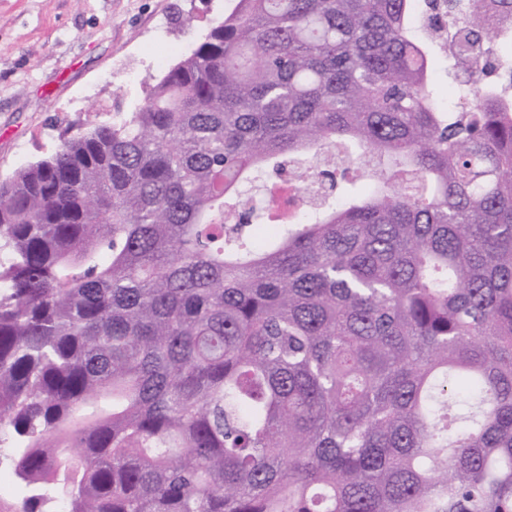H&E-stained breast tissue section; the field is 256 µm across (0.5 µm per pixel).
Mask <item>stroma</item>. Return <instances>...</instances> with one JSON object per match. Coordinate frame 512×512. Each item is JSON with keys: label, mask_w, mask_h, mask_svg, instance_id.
I'll use <instances>...</instances> for the list:
<instances>
[{"label": "stroma", "mask_w": 512, "mask_h": 512, "mask_svg": "<svg viewBox=\"0 0 512 512\" xmlns=\"http://www.w3.org/2000/svg\"><path fill=\"white\" fill-rule=\"evenodd\" d=\"M235 0H0V179L81 120L131 112Z\"/></svg>", "instance_id": "obj_1"}]
</instances>
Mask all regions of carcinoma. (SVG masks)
<instances>
[{
	"mask_svg": "<svg viewBox=\"0 0 512 512\" xmlns=\"http://www.w3.org/2000/svg\"><path fill=\"white\" fill-rule=\"evenodd\" d=\"M424 14L461 17L444 95ZM491 43L484 0H236L0 180L11 512H512Z\"/></svg>",
	"mask_w": 512,
	"mask_h": 512,
	"instance_id": "obj_1",
	"label": "carcinoma"
}]
</instances>
